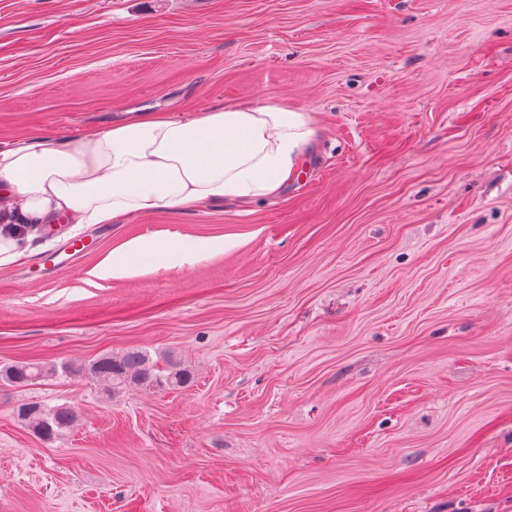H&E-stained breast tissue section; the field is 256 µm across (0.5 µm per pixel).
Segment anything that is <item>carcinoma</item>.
<instances>
[{
	"mask_svg": "<svg viewBox=\"0 0 512 512\" xmlns=\"http://www.w3.org/2000/svg\"><path fill=\"white\" fill-rule=\"evenodd\" d=\"M165 366H160L145 349H130L120 354H103L84 366H66L64 372L85 376L99 386L107 395L116 396L132 388L179 389L187 386L193 374L181 361L171 354L162 355ZM57 370L41 362L29 366L17 362L0 370V376L14 385H32L56 375ZM17 419L33 434L48 442L60 438L71 430L78 419L74 407L62 404L45 405L35 409V404L24 403L16 409Z\"/></svg>",
	"mask_w": 512,
	"mask_h": 512,
	"instance_id": "cac0c4a2",
	"label": "carcinoma"
}]
</instances>
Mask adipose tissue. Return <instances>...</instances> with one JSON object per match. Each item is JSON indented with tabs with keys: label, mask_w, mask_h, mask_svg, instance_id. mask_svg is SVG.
Segmentation results:
<instances>
[{
	"label": "adipose tissue",
	"mask_w": 512,
	"mask_h": 512,
	"mask_svg": "<svg viewBox=\"0 0 512 512\" xmlns=\"http://www.w3.org/2000/svg\"><path fill=\"white\" fill-rule=\"evenodd\" d=\"M320 131L314 113L280 100L203 112H142L77 139L21 136L0 143V223L122 224L161 209L193 212L278 195ZM211 239L136 238L97 277L123 278L168 260L192 266L223 252Z\"/></svg>",
	"instance_id": "adipose-tissue-1"
}]
</instances>
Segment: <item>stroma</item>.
<instances>
[{"label": "stroma", "mask_w": 512, "mask_h": 512, "mask_svg": "<svg viewBox=\"0 0 512 512\" xmlns=\"http://www.w3.org/2000/svg\"><path fill=\"white\" fill-rule=\"evenodd\" d=\"M262 99L322 126L278 196L0 268V367L61 369L0 381V512H512V0H0V141ZM138 237L229 246L92 276ZM131 348L192 383L63 371ZM29 362H17L0 370L2 378L6 376L9 383L14 385H32L38 381H44L49 377L56 375L55 367L45 365L41 362H35L33 367H28ZM35 406L40 409H33ZM16 415L29 431L48 442L57 440L71 430L78 419L77 411L67 404L48 407L40 403H24L17 407Z\"/></svg>", "instance_id": "1"}]
</instances>
